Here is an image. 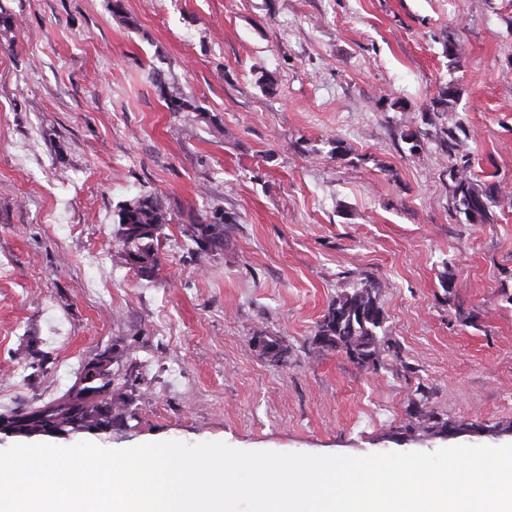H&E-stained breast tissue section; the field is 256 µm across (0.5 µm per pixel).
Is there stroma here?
Here are the masks:
<instances>
[{
  "label": "stroma",
  "instance_id": "35a3bbf8",
  "mask_svg": "<svg viewBox=\"0 0 512 512\" xmlns=\"http://www.w3.org/2000/svg\"><path fill=\"white\" fill-rule=\"evenodd\" d=\"M448 83L454 111H433ZM457 122L505 201L493 223L450 201ZM142 194L171 218L149 278L111 260ZM213 223L224 243L200 252L188 229ZM369 280L378 370L313 354ZM107 347L127 405L87 437L106 449L512 444V0H0V413L62 396ZM422 402L471 430L418 438Z\"/></svg>",
  "mask_w": 512,
  "mask_h": 512
}]
</instances>
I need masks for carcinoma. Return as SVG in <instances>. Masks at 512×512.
<instances>
[{
  "instance_id": "1",
  "label": "carcinoma",
  "mask_w": 512,
  "mask_h": 512,
  "mask_svg": "<svg viewBox=\"0 0 512 512\" xmlns=\"http://www.w3.org/2000/svg\"><path fill=\"white\" fill-rule=\"evenodd\" d=\"M459 95L458 87L448 84L439 88L432 105L452 112ZM443 145L452 160L448 192L454 208L471 223H492V208L500 205L501 199L493 187L475 183L470 172V155L460 150L454 131H446ZM169 222L167 211L153 195L141 196L127 204L118 229L123 243L117 255L119 262L136 268L143 276L153 275L160 262L156 242ZM191 237L200 251H209L223 243L224 225L197 224ZM377 292L373 282L345 288L318 323L313 340L315 351L342 350L358 364L378 368L383 350L379 335L383 318L377 305ZM123 358L124 352L115 348L96 353L62 396L38 407L0 414V421L6 423L5 430L31 438L53 433L74 437L112 429V421L124 403L123 397L112 394V365Z\"/></svg>"
}]
</instances>
